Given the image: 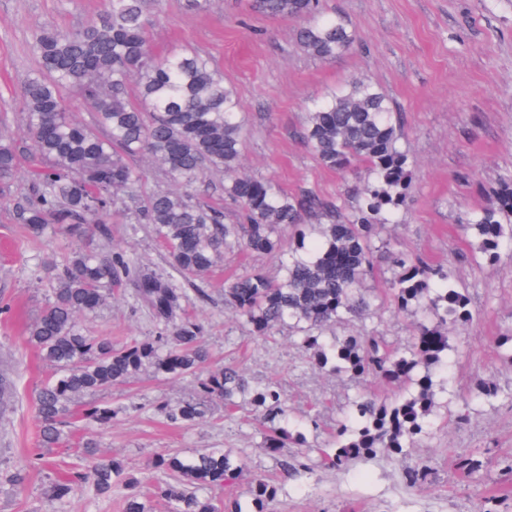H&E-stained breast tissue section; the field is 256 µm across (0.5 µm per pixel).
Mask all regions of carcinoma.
<instances>
[{
    "instance_id": "1",
    "label": "carcinoma",
    "mask_w": 512,
    "mask_h": 512,
    "mask_svg": "<svg viewBox=\"0 0 512 512\" xmlns=\"http://www.w3.org/2000/svg\"><path fill=\"white\" fill-rule=\"evenodd\" d=\"M148 3L109 0L94 23L76 32L33 33L38 67L24 86L21 108L24 135L47 166L36 174L22 219L35 234L52 224L89 240L55 274L52 301L26 328L27 342L55 369L35 393L40 446L64 442L76 398L91 396L80 415L104 426L114 410L94 395L146 371L171 379L196 375L209 359L200 323L180 317L191 302L187 289L93 242L94 234L107 233L103 224L112 200L135 193L139 173L128 158L141 155L177 184L148 200L146 219L183 280L202 279L228 251L277 256L288 245L276 276L254 269L225 280L224 308L261 340L285 325L293 329L298 348L319 372L380 378L395 387L390 397L370 390L351 398L348 413L319 449L320 466L345 470L362 458L407 455L432 434L441 395L454 397L447 374L448 326L468 324L473 313L468 291L458 287L451 268L393 251L382 238L410 198L407 155L390 99L372 81L354 79L306 114L301 137L319 164L334 170L354 161L362 165L353 205L307 188L289 194L241 173L243 124L233 89L200 54H154L145 31ZM250 7L271 17L310 18L297 31L296 42L316 60H332L357 40L342 18L322 14L320 0H250ZM132 81L134 101L128 91ZM68 94L91 104L104 134L71 118ZM16 164L13 138L1 133L0 180L12 176ZM208 167L224 171V196L239 207L235 224L224 222L223 211L187 194ZM501 190L502 196L475 211L463 227L487 266L512 252V175L501 179ZM379 256L391 276L386 287L368 288ZM130 278L157 324V335L116 347L106 336L84 333L78 318L107 305L112 287ZM388 306L411 318L412 340L404 348L390 347L365 328L327 335L338 324L362 322ZM13 391L11 379L1 375L0 410L11 408ZM501 396L498 387L484 383L471 400L491 403ZM208 401L223 402L230 413L248 411L262 428L264 447L283 455L285 475L299 477L309 470L300 461L310 447L308 438L291 424L279 388L252 384L236 365L207 371L198 379L195 398L175 406L161 402L155 410L173 423H191L203 417ZM81 448L88 469L53 482L50 501L62 503L87 485L99 499L123 490V512H154L152 502L158 499L167 512H274L277 484L250 473L242 457L222 448L160 455L155 469L165 479L147 487L123 461L97 457L93 440L82 441ZM285 448L296 453L284 455ZM37 464L48 462L21 458L15 463L9 481L17 492H24L27 473ZM242 477L248 479V503H227L212 494Z\"/></svg>"
}]
</instances>
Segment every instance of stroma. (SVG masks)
<instances>
[{
    "instance_id": "stroma-1",
    "label": "stroma",
    "mask_w": 512,
    "mask_h": 512,
    "mask_svg": "<svg viewBox=\"0 0 512 512\" xmlns=\"http://www.w3.org/2000/svg\"><path fill=\"white\" fill-rule=\"evenodd\" d=\"M326 13L339 16L361 42L330 61H318L298 46L299 19L267 17L249 8V0H151L148 36L156 53L196 52L209 59L240 101L246 136L241 169L270 180L288 192L308 187L322 197L346 196L356 182L357 166L331 170L306 151L299 131L312 101L352 78L365 77L391 99L401 116V146L413 180L407 208L384 233L394 250L451 266L467 288L475 320L450 330L456 351L450 374L460 402L439 408L434 435L402 458L379 456L345 471L314 468L307 477L284 481L279 463L263 445V436L241 411L229 416L223 403L206 404L203 418L167 424L153 410L155 401L176 405L196 394V381L149 374L104 394L116 414L111 425L97 427L73 418L67 440L40 448L34 406L37 387L54 369L42 361L24 335L51 297L53 277L79 240L57 228L31 233L20 209L32 194L34 174L42 167L24 137L22 87L36 69L32 34L40 28L69 33L94 21L108 0H0V133L19 148V165L0 188V371L17 379L13 409L0 416V475L17 458L43 452L48 467L31 470L26 490L16 493L0 478V512H121V494L93 499L87 490L51 504L47 491L64 471L79 466L78 441L91 437L103 457L154 477L151 462L173 450L224 448L244 457L251 472L278 480L276 512H478L480 494L493 496V512H512V401L502 398L465 409L479 380L512 391V350L494 338L512 331V255L492 268L468 259L461 226L483 206L501 179L512 174V0H322ZM130 165L142 173L134 197L118 196L105 223L107 236L95 242L108 252L137 258L141 265L184 287L167 253L147 224L143 211L153 194L172 188L168 175L143 157ZM194 200L224 213L235 223L236 205L224 197V173L206 170L190 188ZM276 274L277 258L228 252L207 278V300L186 309L203 327L211 366L237 363L256 384H276L293 422L307 427V438L324 441L346 411L356 382L315 371L281 329L272 339L254 338L225 309V278L253 269ZM92 336L121 344L157 331L133 282H125L114 300L96 315L81 318ZM317 430H309L310 421ZM480 459L478 484L455 470L454 459ZM426 460L427 480L408 487V466Z\"/></svg>"
}]
</instances>
